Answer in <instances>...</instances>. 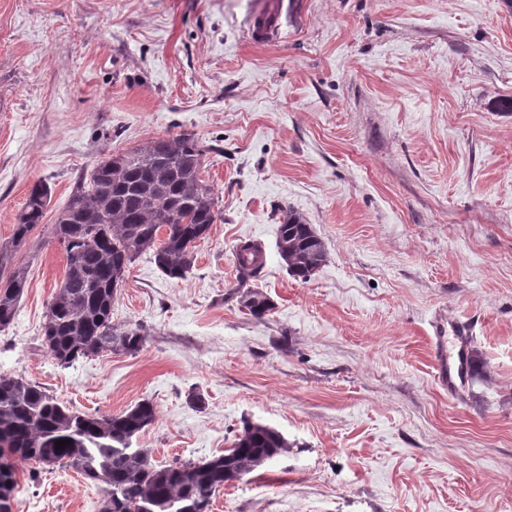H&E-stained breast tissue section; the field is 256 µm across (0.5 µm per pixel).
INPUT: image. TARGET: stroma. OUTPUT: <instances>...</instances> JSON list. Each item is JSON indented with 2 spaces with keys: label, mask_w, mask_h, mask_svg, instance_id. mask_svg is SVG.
I'll return each mask as SVG.
<instances>
[{
  "label": "stroma",
  "mask_w": 512,
  "mask_h": 512,
  "mask_svg": "<svg viewBox=\"0 0 512 512\" xmlns=\"http://www.w3.org/2000/svg\"><path fill=\"white\" fill-rule=\"evenodd\" d=\"M510 98L512 0H0V272H27L0 373L85 414L152 402L137 443L162 466L248 421L282 432L288 452L209 512H512ZM183 133L218 210L191 273L136 259L112 322L141 350L59 365L52 224L97 162ZM39 181L46 215L11 247ZM288 207L327 249L307 280L275 248ZM249 239L260 320L224 299ZM439 343L479 365L453 393ZM17 480L13 512H100L74 468Z\"/></svg>",
  "instance_id": "35a3bbf8"
}]
</instances>
